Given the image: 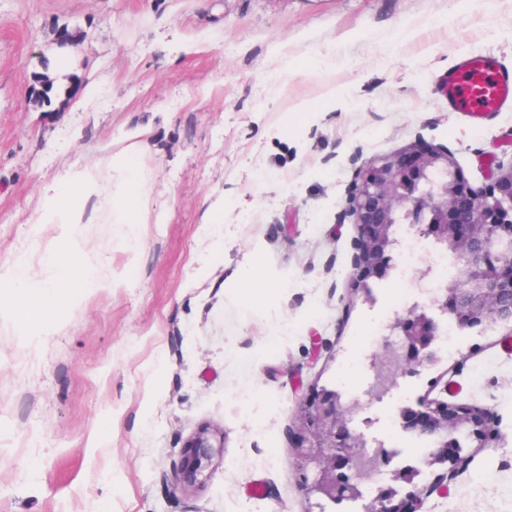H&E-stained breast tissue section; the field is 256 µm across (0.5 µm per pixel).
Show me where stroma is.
I'll return each instance as SVG.
<instances>
[{"mask_svg":"<svg viewBox=\"0 0 512 512\" xmlns=\"http://www.w3.org/2000/svg\"><path fill=\"white\" fill-rule=\"evenodd\" d=\"M512 71V0H0V266L45 260L46 188L129 152L147 191L135 229L89 202V277L25 336L0 314V512H318L298 481L299 405L354 407L368 440L397 397L369 398L395 318L456 271L421 254L398 282L352 285L348 192L412 143L473 186L512 163V106L473 126L439 92L461 57ZM50 60L51 106L34 77ZM512 330L460 331L398 389L490 411L427 512H512ZM223 433L210 478L179 487L183 446Z\"/></svg>","mask_w":512,"mask_h":512,"instance_id":"stroma-1","label":"stroma"}]
</instances>
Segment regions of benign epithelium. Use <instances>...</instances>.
Instances as JSON below:
<instances>
[{
  "label": "benign epithelium",
  "instance_id": "1",
  "mask_svg": "<svg viewBox=\"0 0 512 512\" xmlns=\"http://www.w3.org/2000/svg\"><path fill=\"white\" fill-rule=\"evenodd\" d=\"M347 205L358 231L351 259L357 288L368 289L370 279L390 268L397 224H411L421 237L447 248L464 271L435 289L427 304H415L395 320L399 342L381 361L374 391L398 374L418 375L439 363L443 316L461 329L512 327V164L474 188L448 153L411 144L372 162L353 183ZM350 413L341 395L325 387L303 405L305 431L296 447L300 480L318 504L362 498L367 442L350 427ZM399 421L403 432L429 443L427 465L439 470L436 485L466 460L462 440L481 448L495 435L487 410L450 405L444 398L402 408ZM221 448L209 431L198 432L185 444L176 483L204 482ZM419 477L415 465L394 471L363 512H424L429 488Z\"/></svg>",
  "mask_w": 512,
  "mask_h": 512
}]
</instances>
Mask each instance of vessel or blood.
Wrapping results in <instances>:
<instances>
[{"mask_svg":"<svg viewBox=\"0 0 512 512\" xmlns=\"http://www.w3.org/2000/svg\"><path fill=\"white\" fill-rule=\"evenodd\" d=\"M442 90L449 106L478 126L512 102V72L496 69L487 57L467 56L444 76Z\"/></svg>","mask_w":512,"mask_h":512,"instance_id":"1","label":"vessel or blood"}]
</instances>
